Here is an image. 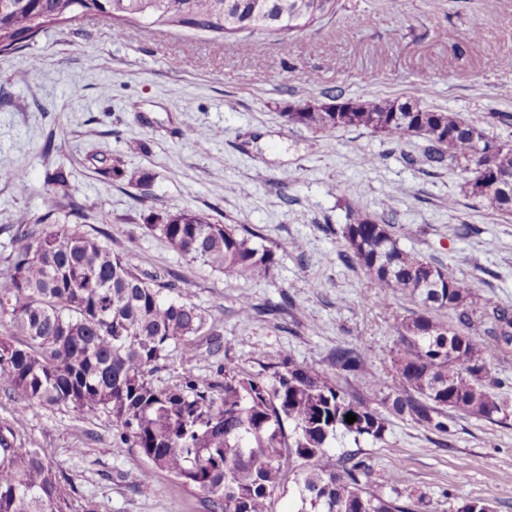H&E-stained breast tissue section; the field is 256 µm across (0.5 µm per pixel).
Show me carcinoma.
Segmentation results:
<instances>
[{"instance_id": "1", "label": "carcinoma", "mask_w": 512, "mask_h": 512, "mask_svg": "<svg viewBox=\"0 0 512 512\" xmlns=\"http://www.w3.org/2000/svg\"><path fill=\"white\" fill-rule=\"evenodd\" d=\"M337 0H0V52L78 17H101L120 37L127 26L181 27L217 38L256 30L278 36L303 30L336 13ZM288 113V122L324 133L364 128L392 142H426L424 161L470 174L468 191L512 215V197L493 185L512 175V144L498 143L457 112L421 109L398 100H354L336 111L340 96ZM185 257L246 281L274 276L273 250L243 225L213 224L190 211L167 213L145 225ZM345 258L358 264L387 307L399 292L420 311L393 325L399 349L393 390L381 406L440 434L448 412L493 420L507 406L487 385L494 355L512 352V310L478 298L470 283L442 264L399 246L395 214L352 211L342 228ZM9 263L0 273V313L12 333L0 336V386L19 392L26 407L0 423V512H66L51 463L29 447L21 429L27 409L66 408L83 418L105 414L122 441L148 463L139 489L153 490L156 469L198 497L201 512H271L285 464H298L297 512H422V499L384 496L369 483L365 462L349 453L324 462L337 433L381 439L386 418L374 400L350 395L313 367L288 361L271 375L235 374L174 387L152 380L171 355L184 365L199 356L198 337L219 342L205 315L181 297L175 283L142 271L129 252L66 224L36 235L20 225ZM452 312V322L440 318ZM493 337L484 345L477 336ZM332 365L364 370V348H336ZM356 415L349 424L346 415ZM455 512H495L492 502L464 500Z\"/></svg>"}]
</instances>
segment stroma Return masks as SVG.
<instances>
[{
  "label": "stroma",
  "instance_id": "35a3bbf8",
  "mask_svg": "<svg viewBox=\"0 0 512 512\" xmlns=\"http://www.w3.org/2000/svg\"><path fill=\"white\" fill-rule=\"evenodd\" d=\"M247 40L244 49L234 38L156 26H131L117 39L108 21L80 17L1 52L0 168L23 169L27 179L0 180V272L20 220L38 232L67 224L174 281L219 331L220 351L202 339L194 375L208 379L222 366L264 373L288 356L349 392L368 393L374 376L389 393L391 326L413 305L393 293L380 307L364 271L342 260L349 209L378 216L393 207L403 247L511 309L512 216L471 196L461 169L429 167L421 138L392 143L354 127L322 133L286 114L329 92L396 99L460 113L512 144V122L497 119L512 113V66L500 63L512 58V0H338L333 17L303 31ZM193 127L209 137H190ZM364 154L373 166L360 165ZM59 168L64 193L47 181ZM118 169L126 178L115 177ZM131 174L145 183H128ZM179 209L258 229L279 258L274 277L211 271L146 231ZM245 298L257 309L249 320L239 315ZM359 337L365 373H337L336 348ZM23 429L78 512H194L195 497L166 472L140 492L146 463L114 437L106 415L35 408ZM350 451L377 492L423 497L428 512L472 498L512 512V416H456L438 434L392 415L383 439L340 434L328 457Z\"/></svg>",
  "mask_w": 512,
  "mask_h": 512
}]
</instances>
